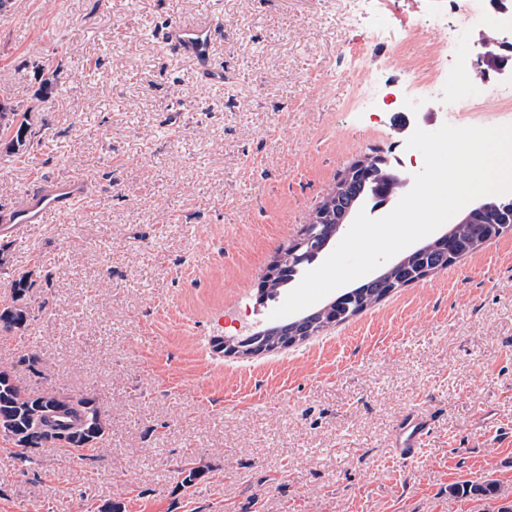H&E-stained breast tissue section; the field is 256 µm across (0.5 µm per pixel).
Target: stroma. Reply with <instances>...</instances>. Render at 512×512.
<instances>
[{
  "label": "stroma",
  "instance_id": "1",
  "mask_svg": "<svg viewBox=\"0 0 512 512\" xmlns=\"http://www.w3.org/2000/svg\"><path fill=\"white\" fill-rule=\"evenodd\" d=\"M392 3L383 44L345 0H0V104L44 144L9 152L0 131V297L32 272L35 309L0 368L95 394L109 427L94 459L37 448L24 471L0 436V512L512 506V232L292 347L213 345L244 315L270 325L259 282L344 167L375 149L417 174L407 139L449 122L452 89L406 100L422 48L400 24L445 2ZM182 22L213 25L223 86L159 38ZM74 175L85 208L13 226L24 195ZM413 408L434 422L407 468L390 448ZM486 480L497 497L455 491Z\"/></svg>",
  "mask_w": 512,
  "mask_h": 512
}]
</instances>
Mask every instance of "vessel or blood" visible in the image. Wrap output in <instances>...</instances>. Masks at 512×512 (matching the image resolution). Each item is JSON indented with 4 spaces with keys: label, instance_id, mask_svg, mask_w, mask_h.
<instances>
[{
    "label": "vessel or blood",
    "instance_id": "vessel-or-blood-1",
    "mask_svg": "<svg viewBox=\"0 0 512 512\" xmlns=\"http://www.w3.org/2000/svg\"><path fill=\"white\" fill-rule=\"evenodd\" d=\"M163 38L181 54L196 58L203 68L206 79L214 85H223V70L213 67L209 61V28L180 23L166 29ZM86 199L87 189L82 178L53 180L40 194L25 197L16 211L15 221L19 224H38L48 214L79 209L85 204ZM431 426L430 415L419 411L406 413L400 418L394 430L392 455L405 464L414 462L422 451L423 441Z\"/></svg>",
    "mask_w": 512,
    "mask_h": 512
}]
</instances>
